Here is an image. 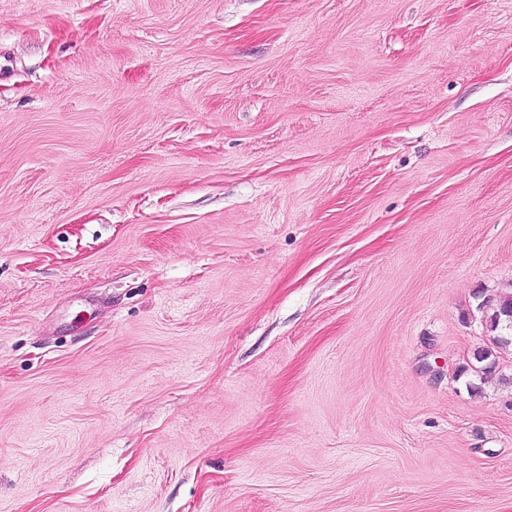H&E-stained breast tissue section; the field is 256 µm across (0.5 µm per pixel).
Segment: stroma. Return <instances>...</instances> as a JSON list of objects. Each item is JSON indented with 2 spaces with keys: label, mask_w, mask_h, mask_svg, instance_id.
<instances>
[{
  "label": "stroma",
  "mask_w": 512,
  "mask_h": 512,
  "mask_svg": "<svg viewBox=\"0 0 512 512\" xmlns=\"http://www.w3.org/2000/svg\"><path fill=\"white\" fill-rule=\"evenodd\" d=\"M510 293L512 0H0V512H512Z\"/></svg>",
  "instance_id": "1"
}]
</instances>
